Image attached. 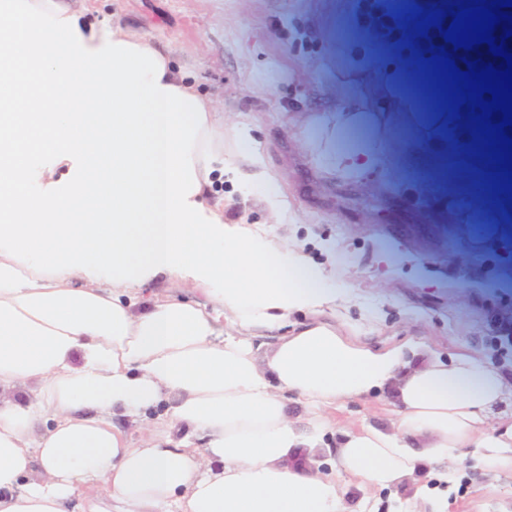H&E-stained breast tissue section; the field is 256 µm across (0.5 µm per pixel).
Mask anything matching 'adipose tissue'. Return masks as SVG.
<instances>
[{"label":"adipose tissue","mask_w":512,"mask_h":512,"mask_svg":"<svg viewBox=\"0 0 512 512\" xmlns=\"http://www.w3.org/2000/svg\"><path fill=\"white\" fill-rule=\"evenodd\" d=\"M247 168L277 235L213 198ZM285 211L172 52L78 0H0V512H374L343 481L390 488L469 445L512 475V424L491 418L512 362L339 321L354 290ZM374 394L392 431L337 427ZM334 427L327 468L291 464Z\"/></svg>","instance_id":"obj_1"}]
</instances>
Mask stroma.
Returning <instances> with one entry per match:
<instances>
[{
	"instance_id": "stroma-1",
	"label": "stroma",
	"mask_w": 512,
	"mask_h": 512,
	"mask_svg": "<svg viewBox=\"0 0 512 512\" xmlns=\"http://www.w3.org/2000/svg\"><path fill=\"white\" fill-rule=\"evenodd\" d=\"M363 0H86L158 50H174L196 88L211 96L225 127L249 123L269 172L283 177L296 237L315 261L323 245L345 257L356 302L342 314L373 336L412 338L443 357L468 350L489 364L512 358V239H473L472 223L494 198L497 223L512 199L491 180L460 199L467 168L453 158L443 109L425 95L420 72L427 50L414 39L381 41L371 20L341 23ZM274 86L260 83L262 75ZM336 131V149L367 155L355 176L327 177L304 141L320 137L321 118ZM224 214L263 224L268 215L255 185L219 184ZM480 449H461L447 481L424 473L374 493L346 486L356 505L374 497L377 512H407L419 484L447 496L446 512H512V477L493 478Z\"/></svg>"
}]
</instances>
